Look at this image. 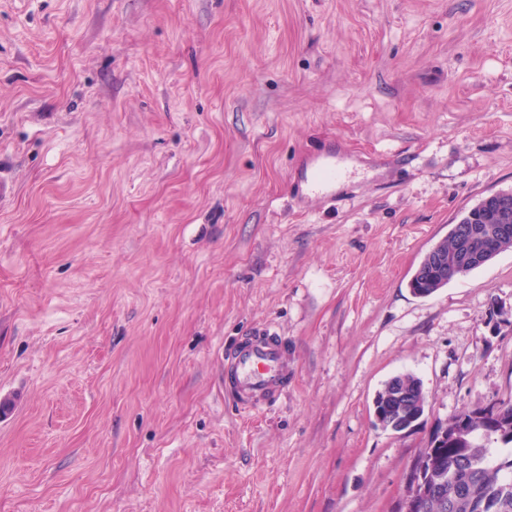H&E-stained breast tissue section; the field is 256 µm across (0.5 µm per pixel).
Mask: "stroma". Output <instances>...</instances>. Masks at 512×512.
<instances>
[{"mask_svg": "<svg viewBox=\"0 0 512 512\" xmlns=\"http://www.w3.org/2000/svg\"><path fill=\"white\" fill-rule=\"evenodd\" d=\"M0 169V512H398L435 425L512 402V248L408 286L512 190V0H0ZM264 331L288 389L241 409ZM317 174L323 172V176H317L308 184V191L314 196H321L323 198H332L333 190L336 185V155L331 154L328 158H323L315 163ZM227 362L226 393L236 405L263 410L276 402L288 388V360L280 336L251 338L224 354ZM392 380L390 383L389 381ZM385 384V393L391 392L385 403L380 404L384 417H391L399 426V432L408 429L415 422L422 420L425 410L423 407L422 383L413 374L405 373L394 376ZM390 384L389 389L386 387ZM414 420V423L411 421Z\"/></svg>", "mask_w": 512, "mask_h": 512, "instance_id": "35a3bbf8", "label": "stroma"}]
</instances>
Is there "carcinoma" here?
<instances>
[{
	"label": "carcinoma",
	"mask_w": 512,
	"mask_h": 512,
	"mask_svg": "<svg viewBox=\"0 0 512 512\" xmlns=\"http://www.w3.org/2000/svg\"><path fill=\"white\" fill-rule=\"evenodd\" d=\"M479 235L467 249L450 233L442 248L461 259L482 248L491 238L492 224H476ZM392 397L380 404L383 416L406 430L425 414L422 382L410 373L392 378ZM496 418L487 409L464 411L448 421V440L439 447L420 451V461L429 473L427 512H512V454L501 456L491 448L496 442L512 446V403L493 405Z\"/></svg>",
	"instance_id": "carcinoma-1"
}]
</instances>
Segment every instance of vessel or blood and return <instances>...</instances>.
Here are the masks:
<instances>
[{
    "instance_id": "b4317fda",
    "label": "vessel or blood",
    "mask_w": 512,
    "mask_h": 512,
    "mask_svg": "<svg viewBox=\"0 0 512 512\" xmlns=\"http://www.w3.org/2000/svg\"><path fill=\"white\" fill-rule=\"evenodd\" d=\"M317 172L308 185L312 195L332 197L336 185V159L328 157L315 164ZM227 394L236 405L263 410L276 402L288 387V360L281 337L266 334L249 339L226 355Z\"/></svg>"
}]
</instances>
